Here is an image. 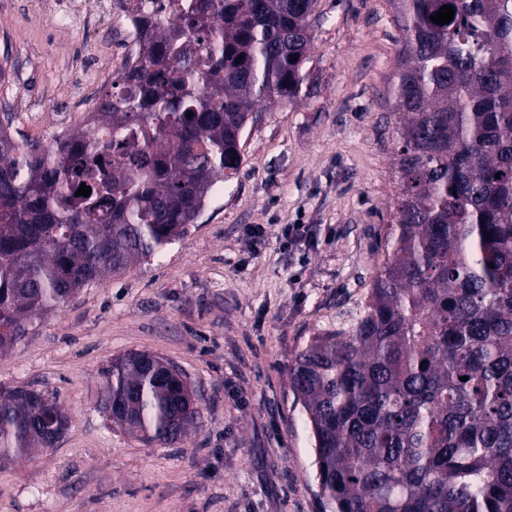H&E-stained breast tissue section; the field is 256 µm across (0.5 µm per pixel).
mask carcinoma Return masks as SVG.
<instances>
[{"label":"carcinoma","mask_w":512,"mask_h":512,"mask_svg":"<svg viewBox=\"0 0 512 512\" xmlns=\"http://www.w3.org/2000/svg\"><path fill=\"white\" fill-rule=\"evenodd\" d=\"M314 2L168 0L96 108L107 136L46 148L0 133V351L187 233L239 170L257 107L304 95ZM445 5L452 21H431ZM394 8L388 260L353 323L299 353L290 388L328 512H512V0ZM101 375L100 410L143 441L197 424L174 364L129 353ZM67 423L54 396H0V465L54 447Z\"/></svg>","instance_id":"cac0c4a2"}]
</instances>
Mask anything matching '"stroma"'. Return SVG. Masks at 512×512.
<instances>
[{
    "instance_id": "35a3bbf8",
    "label": "stroma",
    "mask_w": 512,
    "mask_h": 512,
    "mask_svg": "<svg viewBox=\"0 0 512 512\" xmlns=\"http://www.w3.org/2000/svg\"><path fill=\"white\" fill-rule=\"evenodd\" d=\"M13 0L0 55L33 83L0 88L15 137L54 61L82 37L47 35ZM391 0H316L308 92L263 107L244 160L179 241L90 284L0 353V394L58 397L68 427L52 448L0 465V512H322L315 455L289 367L314 337L347 327L387 260L398 197L399 121L391 79L401 33ZM314 225L308 254L282 248L280 225ZM267 238L255 244L253 226ZM146 351L181 368L198 424L161 448L97 407L101 371Z\"/></svg>"
}]
</instances>
